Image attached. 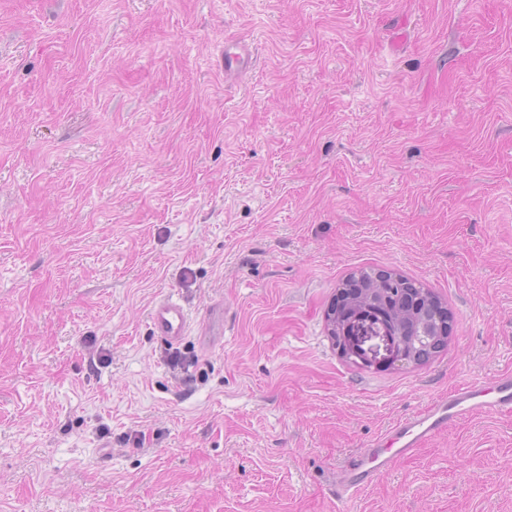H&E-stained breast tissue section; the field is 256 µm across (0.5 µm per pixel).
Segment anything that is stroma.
I'll use <instances>...</instances> for the list:
<instances>
[{
	"label": "stroma",
	"mask_w": 512,
	"mask_h": 512,
	"mask_svg": "<svg viewBox=\"0 0 512 512\" xmlns=\"http://www.w3.org/2000/svg\"><path fill=\"white\" fill-rule=\"evenodd\" d=\"M228 36L261 55L233 80ZM370 268L439 298L444 350L340 353L326 313ZM506 371L512 0H0V512H512L497 416L335 494ZM191 319L185 307L173 297L158 300L151 311L153 333L163 342L176 345L187 335ZM512 417V372L451 388L423 409L403 416L346 463L336 484V497L352 501L371 488L395 461L412 458L435 437L468 419Z\"/></svg>",
	"instance_id": "1"
}]
</instances>
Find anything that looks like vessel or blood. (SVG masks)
Here are the masks:
<instances>
[{"label":"vessel or blood","instance_id":"obj_1","mask_svg":"<svg viewBox=\"0 0 512 512\" xmlns=\"http://www.w3.org/2000/svg\"><path fill=\"white\" fill-rule=\"evenodd\" d=\"M257 59L253 44L235 38L224 41V75L235 78L249 70ZM191 319L177 300L165 297L151 311L153 333L176 345L187 335ZM494 415L512 417V372L489 380H476L436 396L423 409L403 416L368 447L352 456L336 484V496L349 502L371 488L395 461L408 459L435 437L468 419Z\"/></svg>","mask_w":512,"mask_h":512}]
</instances>
